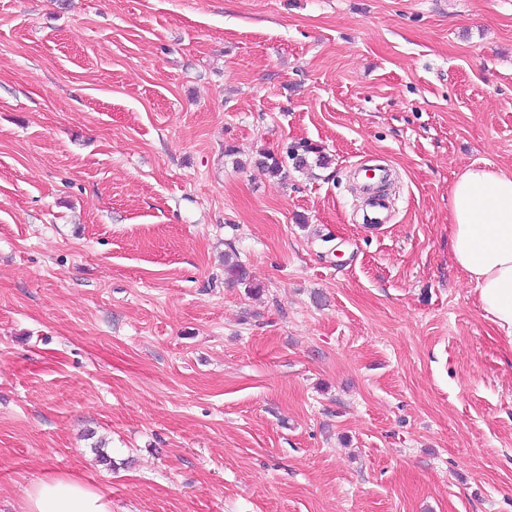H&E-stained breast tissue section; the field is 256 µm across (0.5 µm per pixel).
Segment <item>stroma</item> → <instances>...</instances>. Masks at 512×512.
I'll return each instance as SVG.
<instances>
[{
  "label": "stroma",
  "instance_id": "obj_1",
  "mask_svg": "<svg viewBox=\"0 0 512 512\" xmlns=\"http://www.w3.org/2000/svg\"><path fill=\"white\" fill-rule=\"evenodd\" d=\"M474 162L512 171V0H0V512L45 472L112 512H512ZM390 178V173L386 168L379 167L373 171V175L364 179L363 185L366 191L365 198L369 201L367 205L363 203L362 223L363 224H387L390 221V201L388 198H382L372 193V187L384 180ZM367 189V190H366Z\"/></svg>",
  "mask_w": 512,
  "mask_h": 512
}]
</instances>
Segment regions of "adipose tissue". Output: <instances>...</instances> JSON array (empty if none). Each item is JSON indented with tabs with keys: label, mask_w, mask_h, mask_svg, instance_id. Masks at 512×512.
<instances>
[{
	"label": "adipose tissue",
	"mask_w": 512,
	"mask_h": 512,
	"mask_svg": "<svg viewBox=\"0 0 512 512\" xmlns=\"http://www.w3.org/2000/svg\"><path fill=\"white\" fill-rule=\"evenodd\" d=\"M448 232L456 266L512 346V172L466 167L448 192ZM24 512H112V505L82 478L46 474L28 485Z\"/></svg>",
	"instance_id": "1"
}]
</instances>
